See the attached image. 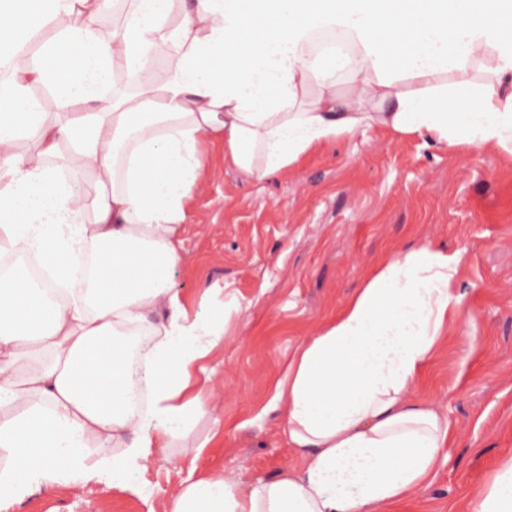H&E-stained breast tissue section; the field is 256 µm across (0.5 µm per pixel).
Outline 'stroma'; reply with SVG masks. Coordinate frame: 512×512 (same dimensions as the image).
I'll list each match as a JSON object with an SVG mask.
<instances>
[{"label":"stroma","instance_id":"1","mask_svg":"<svg viewBox=\"0 0 512 512\" xmlns=\"http://www.w3.org/2000/svg\"><path fill=\"white\" fill-rule=\"evenodd\" d=\"M186 204L171 283L189 313L226 304L207 357V411L154 449L130 489L94 471L45 481L0 512H169L189 476L233 474L248 489L297 466L272 397L294 350L383 257L428 242L465 250L468 313L413 391L447 415L453 442L433 483L396 512H466L512 455V151L473 150L373 125L256 181L208 141ZM224 284L223 295L206 291Z\"/></svg>","mask_w":512,"mask_h":512}]
</instances>
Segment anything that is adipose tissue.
<instances>
[{
	"mask_svg": "<svg viewBox=\"0 0 512 512\" xmlns=\"http://www.w3.org/2000/svg\"><path fill=\"white\" fill-rule=\"evenodd\" d=\"M109 5L0 0V255H36L67 284L52 300L28 276L0 275V409L12 411L0 506L64 474L125 481L204 413L192 370L224 320L189 315L170 284L204 139L259 181L375 123L512 146V0H130L107 35ZM68 15L29 54L43 21ZM324 32L353 51L344 99L335 64L312 56ZM153 57L166 66L149 68ZM479 59L492 82L458 81ZM122 73L135 92L117 90ZM35 86L67 120H47ZM23 135L32 152H18ZM464 256L392 254L295 349L274 402L300 470L247 491L230 474L191 478L170 512H394L430 485L450 424L411 391L463 315ZM132 326L152 338L145 413L131 398ZM470 512H512V455Z\"/></svg>",
	"mask_w": 512,
	"mask_h": 512,
	"instance_id": "ef3b65f1",
	"label": "adipose tissue"
}]
</instances>
